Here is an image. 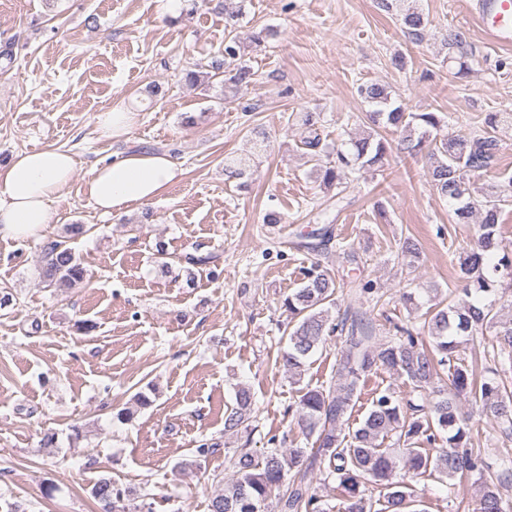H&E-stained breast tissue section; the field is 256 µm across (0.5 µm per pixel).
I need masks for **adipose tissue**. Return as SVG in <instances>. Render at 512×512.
Here are the masks:
<instances>
[{"mask_svg": "<svg viewBox=\"0 0 512 512\" xmlns=\"http://www.w3.org/2000/svg\"><path fill=\"white\" fill-rule=\"evenodd\" d=\"M75 167L73 155L59 148L20 152L0 165V238L42 236ZM181 174L168 153H128L94 165L85 192L96 208L118 215L151 202Z\"/></svg>", "mask_w": 512, "mask_h": 512, "instance_id": "ef3b65f1", "label": "adipose tissue"}]
</instances>
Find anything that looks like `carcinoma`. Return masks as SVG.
<instances>
[{
    "mask_svg": "<svg viewBox=\"0 0 512 512\" xmlns=\"http://www.w3.org/2000/svg\"><path fill=\"white\" fill-rule=\"evenodd\" d=\"M381 6L395 12L405 33L420 37L427 19L417 0H381ZM215 9L224 11V27L233 28L242 16V5L218 0ZM465 38L456 32L448 38V48L457 51L453 60L458 73L468 70ZM236 38L224 39V58L211 62L208 77L221 75L224 85L236 91L249 86L255 73L247 65L224 70V60L239 56ZM359 95L372 106L366 113L374 133L350 139V148L322 158L321 125L311 112L295 116L305 129L304 145L312 150L310 161L320 185L340 188L356 169L378 171L388 152V142L380 130L398 135L397 149L409 156L427 150L428 175L439 194L454 202L449 221L468 224L478 218L479 236L454 253L457 280L461 289H448L452 297L461 291L464 298L444 303L440 299L421 316V326H398V335L383 343L375 342L377 324L362 314L341 319L330 316L337 290L350 287L354 295L369 302H380L384 293L371 280L351 275L336 278L320 261L304 268L300 286L285 296L282 307L288 311L283 334L287 344L278 351L275 364L292 379L301 380L309 361L333 336L342 340L336 357V379L329 385L306 384L299 389L295 419L310 454L302 448L284 452L268 449L256 460L252 443V396L240 388L234 404L226 407L224 431L246 433L245 445L236 449L232 463L236 478L224 485L210 500V512H265L268 500L275 499L276 512H326L314 491V475L324 474L336 482L342 512H404L411 493L404 478L397 475L396 460L383 447L386 441L401 450L402 468L414 476L436 474L448 483V496L466 501L467 512H512V466L497 467L488 449L474 445L469 417L458 406L461 396L475 400V414L495 422L500 432L512 439V390L486 375L481 361L465 357L466 345L484 331L495 328L497 344L493 357L512 365V322L498 320L497 301L512 288V256L499 254L498 224L502 205L512 198V177L490 186L477 200L469 195L465 176L490 167L498 151L494 136L500 115L490 112L480 133L440 134L446 117L438 112H408L390 87L377 83L358 86ZM251 157L233 155L224 159V174L241 178L250 167ZM303 247L328 246L333 229L326 225L307 234ZM397 256L412 269L420 257L418 243L407 237L398 243ZM43 282L49 287H70L88 275L65 243L45 246ZM388 371L406 378L409 390L398 393L388 386L372 392L371 408L359 425L347 432L355 398L369 377ZM135 408L125 407L115 418L129 423L135 409L152 405L149 393L133 396ZM481 486L474 501L466 500L465 483ZM385 490L382 499L372 501L369 484ZM98 502L112 512H126L129 492L117 487L112 478H99L91 489ZM380 505L374 509V505Z\"/></svg>",
    "mask_w": 512,
    "mask_h": 512,
    "instance_id": "cac0c4a2",
    "label": "carcinoma"
}]
</instances>
